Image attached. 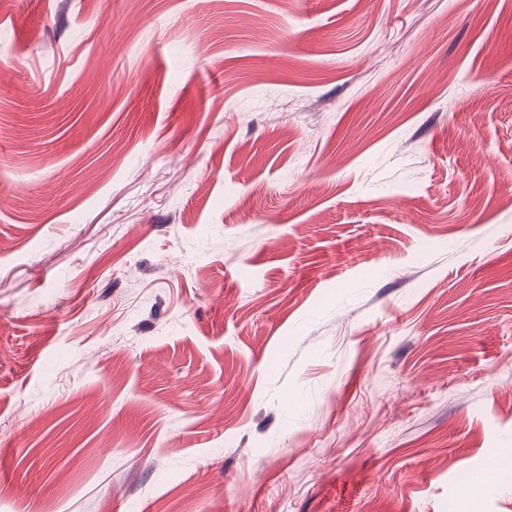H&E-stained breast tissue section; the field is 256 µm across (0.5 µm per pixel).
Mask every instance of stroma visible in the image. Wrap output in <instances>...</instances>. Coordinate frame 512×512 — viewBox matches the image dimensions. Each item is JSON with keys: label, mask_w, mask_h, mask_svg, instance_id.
Instances as JSON below:
<instances>
[{"label": "stroma", "mask_w": 512, "mask_h": 512, "mask_svg": "<svg viewBox=\"0 0 512 512\" xmlns=\"http://www.w3.org/2000/svg\"><path fill=\"white\" fill-rule=\"evenodd\" d=\"M0 0V512H512V0Z\"/></svg>", "instance_id": "1"}]
</instances>
